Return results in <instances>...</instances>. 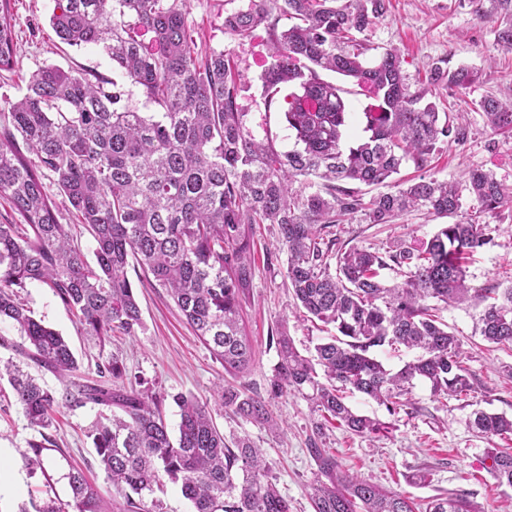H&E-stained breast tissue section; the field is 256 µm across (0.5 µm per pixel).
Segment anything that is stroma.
Masks as SVG:
<instances>
[{
    "instance_id": "obj_1",
    "label": "stroma",
    "mask_w": 512,
    "mask_h": 512,
    "mask_svg": "<svg viewBox=\"0 0 512 512\" xmlns=\"http://www.w3.org/2000/svg\"><path fill=\"white\" fill-rule=\"evenodd\" d=\"M17 38V58L12 70L0 73V112L7 111L25 90L32 72L55 65L63 69L94 70L112 76V63L97 47L74 49L53 32L49 18L53 0H9ZM243 0H194L190 20L202 49L231 52L245 89L239 98L246 125L257 139L272 138L278 148L289 145V130L278 106L267 105L260 75L268 54L267 34L257 29L253 38L238 40L224 29V14ZM496 22L479 19L470 0H391L386 16L376 26L372 42L397 48L406 60L410 78L424 74L433 61L451 56L453 64L481 71L482 76L466 92L450 98L445 110L462 113L466 136L462 142L441 150L431 162L440 179L464 182L469 169L492 172L512 189V136L493 132L476 108L477 102L499 93L512 81V56L501 53L495 39ZM461 216L490 222L492 243L475 255L467 266V282L473 288H503L512 285V208L486 217L470 196H463ZM441 217L424 210L404 213L390 224L367 223L362 213L336 225L337 244L342 248L387 249L398 239L414 243L431 236ZM255 273L242 304V328L252 350L250 368L233 380L234 385L266 394L278 364L271 336L287 332L299 351L318 343L323 334L303 316L285 277V252L280 251L275 226L257 225L253 235ZM141 309L143 327L134 336L113 337L99 349L83 335L71 314L48 285L29 283L21 293L37 318L61 333L78 362L76 381L96 378V364L104 353L118 355L141 388L165 394L163 414L169 429L179 423L173 395L183 393L211 399L214 386L226 374L209 350L184 323L173 300L152 275L138 267L127 270ZM479 306L468 303L442 310L441 316L462 345L463 362L473 376L469 397L434 396L428 382L415 381L405 406L388 411L385 405L351 395L349 405L359 414L384 423L381 433L352 434L334 422H322L309 404L293 393L271 398L269 407L281 426L280 432L233 417L220 406L212 414L226 439L248 437L265 452L269 476L287 497L291 512H312L309 492L316 466L308 452L310 442L329 449L343 470L387 490L426 504L433 496L459 490L469 492L482 512H512V487L498 485L486 457L490 445L512 448V436L489 442L472 427L473 413L483 410L512 417V348L487 343L475 330ZM98 407L75 410L59 408L52 433L58 448L48 475L30 473L22 455L32 432L15 404L8 381H0V471L18 479V487L0 486V512H24L32 498L53 488L67 497L63 475L69 462L79 464L89 480L106 487L105 474L86 430Z\"/></svg>"
}]
</instances>
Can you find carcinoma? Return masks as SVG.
Wrapping results in <instances>:
<instances>
[{
	"label": "carcinoma",
	"mask_w": 512,
	"mask_h": 512,
	"mask_svg": "<svg viewBox=\"0 0 512 512\" xmlns=\"http://www.w3.org/2000/svg\"><path fill=\"white\" fill-rule=\"evenodd\" d=\"M0 0V71L15 64L12 17ZM389 0H245L224 15V29L243 40L262 27L271 45L261 75L265 93L283 97L293 147L279 150L256 139L239 111L241 74L229 54L201 50L189 20L192 0H54L50 23L71 47L100 46L118 78L92 70L45 66L34 71L21 98L0 112V197L20 224H0V320L26 343L23 355L61 378L79 369L65 338L19 300L28 283L47 284L84 334L103 346L112 336H135L143 326L127 277L129 261L167 290L186 324L224 366L244 372L253 351L240 326L243 298L255 271L253 226L275 224L287 255L285 276L299 306L335 334L305 356L288 334L274 338L279 357L269 392L295 393L327 421L352 433L382 424L359 415L346 394L404 405L414 381L436 396L468 397L472 376L461 344L448 331L439 304L471 299L465 260L492 241L491 227L473 220L441 224L417 245L388 251L334 249L329 228L361 211L370 224H388L410 209L456 217L462 197L455 183L422 171L436 152L458 143L465 129L439 110L441 96L466 91L478 72L441 58L426 82L412 87L395 48L373 58V31ZM481 18L503 16L497 42L512 52V0H470ZM288 21L284 29L279 23ZM353 80L370 99L361 116L365 136L349 140L353 112L347 90L323 77ZM137 89L153 112L126 104ZM479 108L496 133L512 134V95L487 97ZM412 164L417 177L394 180ZM309 192L298 193L297 182ZM377 187L364 197L352 185ZM63 194L77 223L92 235L96 262L75 245L61 223L49 186ZM468 191L489 216L512 207V189L483 169L468 174ZM402 280L387 285L381 271ZM487 304L476 330L497 346H512V287L484 290ZM421 354L393 372L372 350L383 346ZM116 388L84 384L52 391L12 360L0 362L34 435L24 464L46 473L55 446L48 430L60 405L104 407L88 430L110 486L122 501L106 503L80 467L65 478L69 496L32 505L33 512H157L146 496L167 479L180 486L192 512H290L272 481L261 449L239 438L229 447L208 402L176 394L178 436L159 410V396L125 384L117 357L97 364ZM221 407L242 419L277 427L266 400L218 385ZM473 426L492 438L512 434V419L484 411ZM309 453L317 477L313 512H415L417 504L343 471L336 456L316 445ZM492 472L512 487V448H489ZM425 512H478L459 491L433 497Z\"/></svg>",
	"instance_id": "cac0c4a2"
}]
</instances>
